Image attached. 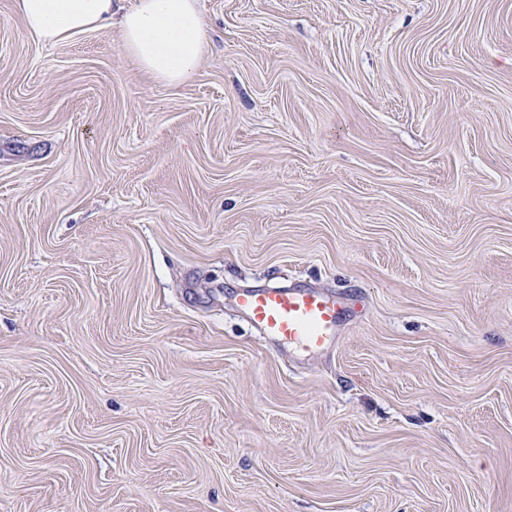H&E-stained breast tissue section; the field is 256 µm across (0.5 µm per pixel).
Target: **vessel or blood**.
<instances>
[{
	"instance_id": "1",
	"label": "vessel or blood",
	"mask_w": 512,
	"mask_h": 512,
	"mask_svg": "<svg viewBox=\"0 0 512 512\" xmlns=\"http://www.w3.org/2000/svg\"><path fill=\"white\" fill-rule=\"evenodd\" d=\"M237 305L266 340L303 354L335 345L347 316L344 297L315 288L248 289Z\"/></svg>"
}]
</instances>
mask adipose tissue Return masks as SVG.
I'll list each match as a JSON object with an SVG mask.
<instances>
[{"instance_id":"ef3b65f1","label":"adipose tissue","mask_w":512,"mask_h":512,"mask_svg":"<svg viewBox=\"0 0 512 512\" xmlns=\"http://www.w3.org/2000/svg\"><path fill=\"white\" fill-rule=\"evenodd\" d=\"M28 32L55 44L118 26L124 51L154 79L178 83L197 69L204 25L195 0H138L114 16L112 0H15Z\"/></svg>"}]
</instances>
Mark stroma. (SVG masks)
<instances>
[{
	"mask_svg": "<svg viewBox=\"0 0 512 512\" xmlns=\"http://www.w3.org/2000/svg\"><path fill=\"white\" fill-rule=\"evenodd\" d=\"M198 7L171 85L0 0V512H512V0ZM237 305L266 340L303 354L335 345L348 312L344 297L301 287L244 290Z\"/></svg>",
	"mask_w": 512,
	"mask_h": 512,
	"instance_id": "stroma-1",
	"label": "stroma"
}]
</instances>
